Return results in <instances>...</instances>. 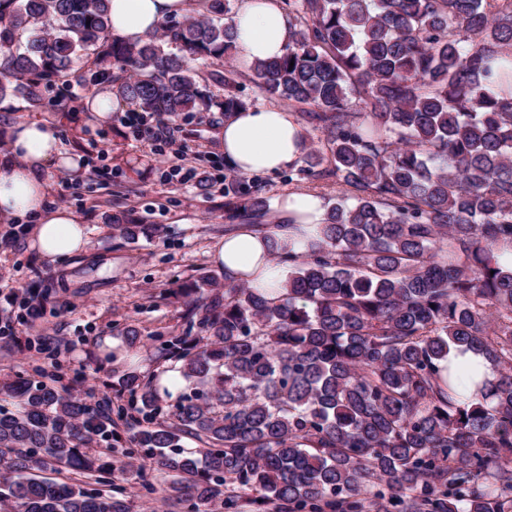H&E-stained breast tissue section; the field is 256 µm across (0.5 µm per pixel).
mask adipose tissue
Listing matches in <instances>:
<instances>
[{"label": "adipose tissue", "instance_id": "obj_1", "mask_svg": "<svg viewBox=\"0 0 512 512\" xmlns=\"http://www.w3.org/2000/svg\"><path fill=\"white\" fill-rule=\"evenodd\" d=\"M186 7L185 0H110L111 33L128 41L145 39L163 19L183 14ZM235 29L237 56L246 65L281 56L292 32L276 0H245L235 17ZM8 135L18 162L0 167V216L17 221L35 218L33 246L39 256L54 258L85 250L88 238L80 217L46 204L49 185L45 170L67 171L75 168V160L63 151L48 123L23 122L10 128ZM219 140L225 157L248 173L287 168L299 160L304 148V135L292 113L277 107L238 112L225 123ZM283 210L292 219V226L284 225L268 234L244 226L221 242L215 258L231 282L244 280L255 288L278 287L282 275L269 260L270 238L297 249L302 237L316 235L324 212L318 196L292 194L284 200ZM446 366L469 376L474 385L499 378L492 362L469 350H451Z\"/></svg>", "mask_w": 512, "mask_h": 512}]
</instances>
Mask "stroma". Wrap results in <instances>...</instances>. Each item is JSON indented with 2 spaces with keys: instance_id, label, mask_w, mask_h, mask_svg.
<instances>
[{
  "instance_id": "obj_1",
  "label": "stroma",
  "mask_w": 512,
  "mask_h": 512,
  "mask_svg": "<svg viewBox=\"0 0 512 512\" xmlns=\"http://www.w3.org/2000/svg\"><path fill=\"white\" fill-rule=\"evenodd\" d=\"M131 109L116 97L106 114L84 108L64 117L48 108L31 111L15 96L0 99V160L8 154V129L33 119L49 122L62 147L80 156L77 170L51 172L46 203L57 207L59 193H66L67 209L82 217L88 234L85 251L53 260L37 256L27 232L0 245V315L16 309L25 288L46 295L50 307L42 321L17 326L14 336L0 339V378L21 372L37 382L54 373L74 396L90 404L101 401L124 371L148 377L165 370L157 339L186 328L183 306L168 290L197 284L205 272L224 274L214 254L238 221L229 217L223 192L209 181L219 163L226 178L238 174L223 163L218 135L224 115L189 112L177 120L175 136L187 146L196 177L169 184L150 134L133 133L122 123ZM306 168L301 160L280 171L248 174L269 206L266 223H281L279 204L294 193L335 202L339 181L309 177ZM65 179L71 184L66 192ZM116 224H156L160 230L126 240L113 236ZM126 328L139 334L136 345H127ZM114 483L123 490L126 512H165L159 494L141 489L132 467L116 471Z\"/></svg>"
}]
</instances>
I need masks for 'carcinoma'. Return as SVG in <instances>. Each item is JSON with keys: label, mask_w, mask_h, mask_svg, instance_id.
Here are the masks:
<instances>
[{"label": "carcinoma", "mask_w": 512, "mask_h": 512, "mask_svg": "<svg viewBox=\"0 0 512 512\" xmlns=\"http://www.w3.org/2000/svg\"><path fill=\"white\" fill-rule=\"evenodd\" d=\"M293 39L251 65L262 93L295 105L325 137L309 174L342 197L297 252L272 297L240 285L190 286L186 332L160 341L177 393L121 375L132 436L168 473L182 512L234 490L261 512H512V0H285ZM162 34L112 37L109 0H0V98L37 109L65 89L109 83L149 117L246 108L233 78L205 67L236 52L232 0H189ZM25 45H20L22 36ZM116 63L119 71L112 70ZM225 86L214 95L203 89ZM226 207L260 219L266 201L229 183ZM133 239L147 224H114ZM453 348L485 356L497 382L467 396L441 373ZM59 377L0 382V503L9 512H125L113 486L112 399L91 405ZM11 400L12 408L1 405ZM196 439L199 453L182 447Z\"/></svg>", "instance_id": "1"}]
</instances>
